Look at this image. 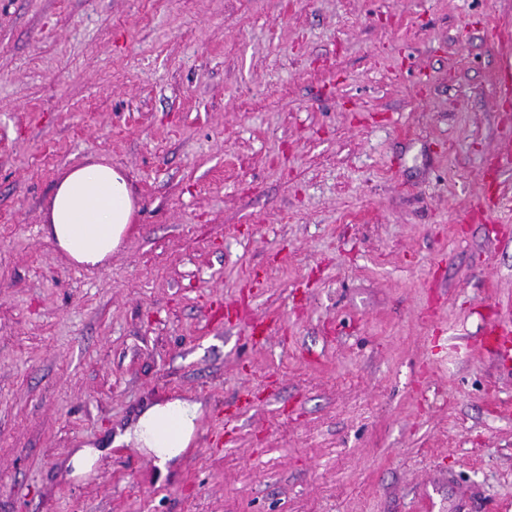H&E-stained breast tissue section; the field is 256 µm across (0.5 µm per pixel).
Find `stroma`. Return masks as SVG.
<instances>
[{
  "mask_svg": "<svg viewBox=\"0 0 512 512\" xmlns=\"http://www.w3.org/2000/svg\"><path fill=\"white\" fill-rule=\"evenodd\" d=\"M512 0H0V512H512ZM139 209L78 265L72 167ZM273 317L265 339L252 319ZM204 403L166 471L110 448ZM86 445L105 453L76 475ZM491 161L495 171L493 174L491 168L488 167L481 175L478 201V209L485 212L486 219L490 223L494 222L495 204L493 206L491 204L498 187L496 173H500L505 168H512V132L510 128L499 136L491 155ZM135 213L124 172L110 164L89 163L71 168L57 184L46 224L72 261L95 266L120 246ZM479 343L482 347L500 353L504 362L508 361L512 358V324L496 323L486 326Z\"/></svg>",
  "mask_w": 512,
  "mask_h": 512,
  "instance_id": "obj_1",
  "label": "stroma"
}]
</instances>
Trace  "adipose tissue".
<instances>
[{
  "label": "adipose tissue",
  "mask_w": 512,
  "mask_h": 512,
  "mask_svg": "<svg viewBox=\"0 0 512 512\" xmlns=\"http://www.w3.org/2000/svg\"><path fill=\"white\" fill-rule=\"evenodd\" d=\"M136 213L129 182L120 169L106 163L71 168L58 183L46 215L58 247L78 264L99 265L120 246ZM202 407L173 399L144 409L137 421L118 430L115 441L132 444L156 465L166 466L192 441ZM167 435H160L162 426Z\"/></svg>",
  "instance_id": "1"
}]
</instances>
